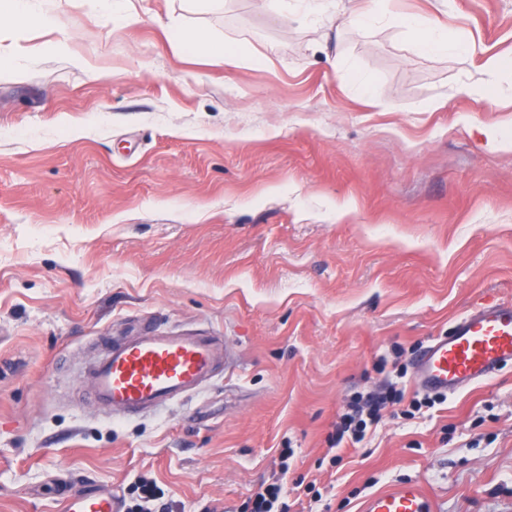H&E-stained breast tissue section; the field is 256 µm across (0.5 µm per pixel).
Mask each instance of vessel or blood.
Instances as JSON below:
<instances>
[{
  "mask_svg": "<svg viewBox=\"0 0 512 512\" xmlns=\"http://www.w3.org/2000/svg\"><path fill=\"white\" fill-rule=\"evenodd\" d=\"M219 353L211 337L143 331L115 341L91 375L93 399L125 415L163 406L207 382ZM512 364V302H488L454 323L414 360L413 378L421 389L455 393ZM63 512H120L109 492L69 497ZM361 512H435L431 497L416 482L399 483L366 500Z\"/></svg>",
  "mask_w": 512,
  "mask_h": 512,
  "instance_id": "b4317fda",
  "label": "vessel or blood"
}]
</instances>
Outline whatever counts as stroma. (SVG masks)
<instances>
[{"label":"stroma","mask_w":512,"mask_h":512,"mask_svg":"<svg viewBox=\"0 0 512 512\" xmlns=\"http://www.w3.org/2000/svg\"><path fill=\"white\" fill-rule=\"evenodd\" d=\"M54 0L0 77V512L144 481L165 512H360L418 481L436 512H512V365L414 416L331 439L353 397L426 399L416 354L487 299L512 301V0H397L463 27L471 58L398 29L301 23L261 0ZM235 46L175 52L166 25ZM371 81L358 96L333 56ZM236 356L139 415L93 404L90 371L140 325ZM292 449L283 458V449ZM282 489V485L277 483L261 486L254 494L250 512H271Z\"/></svg>","instance_id":"obj_1"}]
</instances>
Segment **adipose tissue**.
I'll return each instance as SVG.
<instances>
[{
    "label": "adipose tissue",
    "mask_w": 512,
    "mask_h": 512,
    "mask_svg": "<svg viewBox=\"0 0 512 512\" xmlns=\"http://www.w3.org/2000/svg\"><path fill=\"white\" fill-rule=\"evenodd\" d=\"M391 0H377L376 6L365 12H349L351 23H382L397 27L418 48L428 52H440L459 57L474 56L478 45L466 38L456 27L439 18H423L406 14L393 9ZM173 48L181 53H192L202 59H217L229 66H237L241 58L237 48L224 43L211 41V39L198 31H190L180 35L173 41Z\"/></svg>",
    "instance_id": "adipose-tissue-1"
}]
</instances>
